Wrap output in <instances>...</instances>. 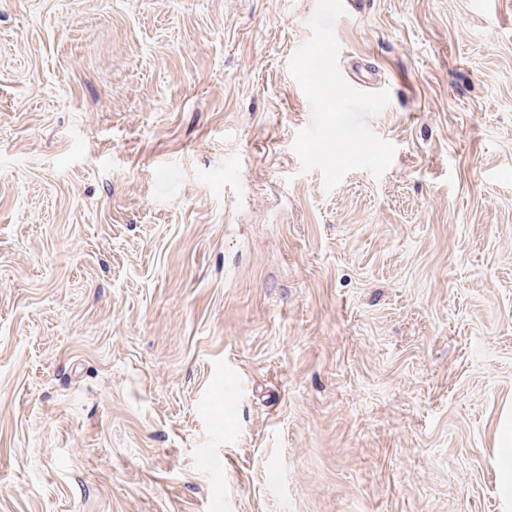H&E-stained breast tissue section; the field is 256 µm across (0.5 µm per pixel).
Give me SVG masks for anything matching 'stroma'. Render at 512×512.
Instances as JSON below:
<instances>
[{"label": "stroma", "instance_id": "stroma-1", "mask_svg": "<svg viewBox=\"0 0 512 512\" xmlns=\"http://www.w3.org/2000/svg\"><path fill=\"white\" fill-rule=\"evenodd\" d=\"M316 3L0 0V512H512V0H355L331 190ZM499 454L496 464L501 474V495L506 502L512 501V426L510 421L502 427L499 437Z\"/></svg>", "mask_w": 512, "mask_h": 512}]
</instances>
